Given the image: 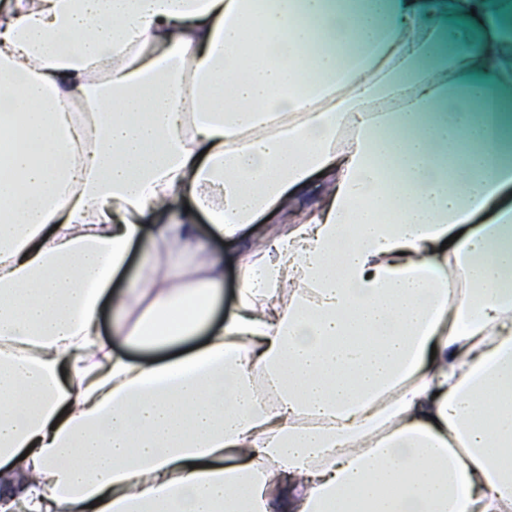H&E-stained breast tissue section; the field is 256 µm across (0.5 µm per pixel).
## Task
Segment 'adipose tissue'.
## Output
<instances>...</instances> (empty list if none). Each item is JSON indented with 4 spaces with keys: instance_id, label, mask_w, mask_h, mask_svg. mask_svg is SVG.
<instances>
[{
    "instance_id": "adipose-tissue-1",
    "label": "adipose tissue",
    "mask_w": 512,
    "mask_h": 512,
    "mask_svg": "<svg viewBox=\"0 0 512 512\" xmlns=\"http://www.w3.org/2000/svg\"><path fill=\"white\" fill-rule=\"evenodd\" d=\"M509 86L512 0H0V512H512ZM239 246L227 243L224 240L210 238L205 242V250L208 255L224 260V301L220 306L219 315L227 313L235 298L237 288L236 256ZM140 251L135 249L129 259L125 273L113 285L120 289L139 288L143 281L140 270Z\"/></svg>"
}]
</instances>
